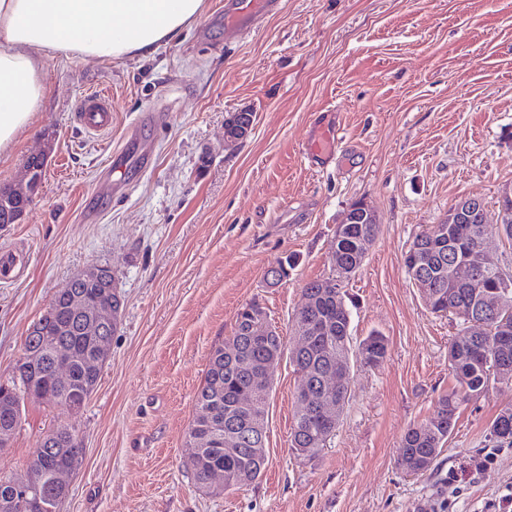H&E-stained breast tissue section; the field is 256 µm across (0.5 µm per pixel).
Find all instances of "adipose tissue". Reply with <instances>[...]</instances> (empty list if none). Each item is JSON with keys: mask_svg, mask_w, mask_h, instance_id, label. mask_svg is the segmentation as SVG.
<instances>
[{"mask_svg": "<svg viewBox=\"0 0 512 512\" xmlns=\"http://www.w3.org/2000/svg\"><path fill=\"white\" fill-rule=\"evenodd\" d=\"M204 0H0V156L47 97L46 58H150L198 19Z\"/></svg>", "mask_w": 512, "mask_h": 512, "instance_id": "ef3b65f1", "label": "adipose tissue"}]
</instances>
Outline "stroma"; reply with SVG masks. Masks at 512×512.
Wrapping results in <instances>:
<instances>
[{
  "mask_svg": "<svg viewBox=\"0 0 512 512\" xmlns=\"http://www.w3.org/2000/svg\"><path fill=\"white\" fill-rule=\"evenodd\" d=\"M224 0L153 57L47 59L50 88L33 125L0 160V186L24 183L46 153L22 221L0 224V247H25L23 277L0 283V384L56 292L91 264L117 276L124 300L111 355L79 413L33 400L0 449V478L24 479L36 448L73 428L83 463L60 512H498L512 486V448L474 472L489 427L512 405L492 385L460 404L438 466L397 464L409 426L455 387L448 347L459 330L432 313L404 267L425 225L466 197L496 218L512 190V0H283L242 37L224 34ZM112 98V130L75 122L86 93ZM153 159L129 167L125 196L95 189L110 154L147 109ZM252 113L249 136L224 140V120ZM339 139L326 163L303 149L318 124ZM379 232L346 283L354 341L378 334L381 365H355L339 425L313 458L290 449L298 375L274 369L267 463L241 490L198 488L186 432L212 348L238 310L259 303L287 348L304 286L330 273L336 227L355 201ZM293 257L276 286L267 270Z\"/></svg>",
  "mask_w": 512,
  "mask_h": 512,
  "instance_id": "35a3bbf8",
  "label": "stroma"
}]
</instances>
